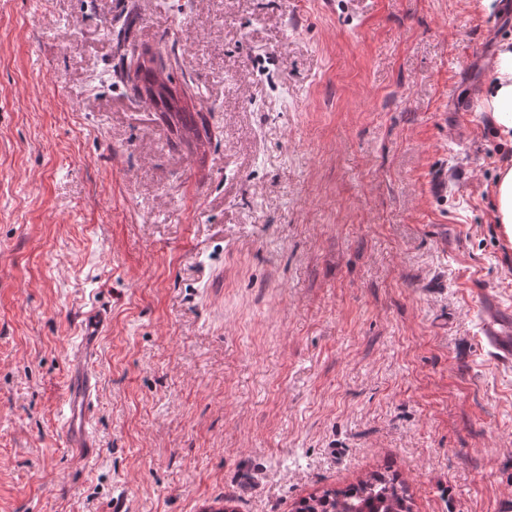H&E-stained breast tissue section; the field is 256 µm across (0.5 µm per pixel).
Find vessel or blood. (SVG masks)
<instances>
[{
	"mask_svg": "<svg viewBox=\"0 0 512 512\" xmlns=\"http://www.w3.org/2000/svg\"><path fill=\"white\" fill-rule=\"evenodd\" d=\"M482 332L492 348L495 364H512V316L500 305H482L480 308ZM109 320V315L101 309H94L85 317L82 343L74 355L68 390V412L63 431L71 448L83 458L96 455L97 450L88 433V416L97 394V381L93 368L96 356V340Z\"/></svg>",
	"mask_w": 512,
	"mask_h": 512,
	"instance_id": "b4317fda",
	"label": "vessel or blood"
}]
</instances>
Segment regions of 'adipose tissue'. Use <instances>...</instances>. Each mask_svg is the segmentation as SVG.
Instances as JSON below:
<instances>
[{
    "label": "adipose tissue",
    "mask_w": 512,
    "mask_h": 512,
    "mask_svg": "<svg viewBox=\"0 0 512 512\" xmlns=\"http://www.w3.org/2000/svg\"><path fill=\"white\" fill-rule=\"evenodd\" d=\"M480 99L498 136L512 143V44L502 43L494 56Z\"/></svg>",
    "instance_id": "ef3b65f1"
}]
</instances>
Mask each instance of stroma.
Instances as JSON below:
<instances>
[{
	"instance_id": "stroma-1",
	"label": "stroma",
	"mask_w": 512,
	"mask_h": 512,
	"mask_svg": "<svg viewBox=\"0 0 512 512\" xmlns=\"http://www.w3.org/2000/svg\"><path fill=\"white\" fill-rule=\"evenodd\" d=\"M125 38L175 45L200 148L114 81ZM507 39L512 0H0V512H293L385 470L414 512H500L512 368L475 309L512 307V147L459 106ZM494 220L509 244H512V165L504 164L494 184ZM109 320L108 312L93 309L83 323L82 343L74 355L68 390V412L63 431L70 447L84 459L97 453L95 443L88 434V416L97 394V381L93 368L96 356V340Z\"/></svg>"
}]
</instances>
